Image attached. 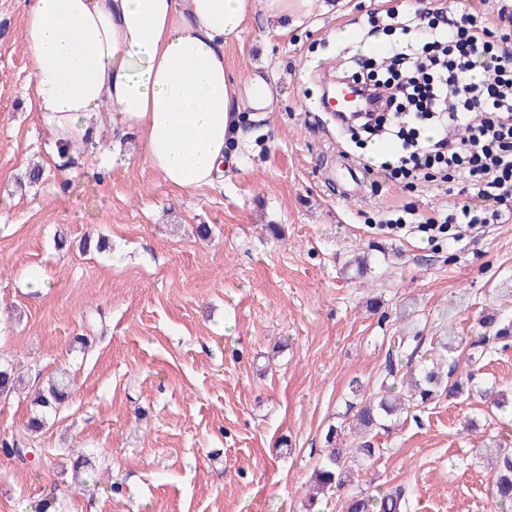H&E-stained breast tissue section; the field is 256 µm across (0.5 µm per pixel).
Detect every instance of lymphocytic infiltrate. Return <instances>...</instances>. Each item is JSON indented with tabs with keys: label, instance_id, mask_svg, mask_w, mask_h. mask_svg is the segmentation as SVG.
Segmentation results:
<instances>
[{
	"label": "lymphocytic infiltrate",
	"instance_id": "obj_1",
	"mask_svg": "<svg viewBox=\"0 0 512 512\" xmlns=\"http://www.w3.org/2000/svg\"><path fill=\"white\" fill-rule=\"evenodd\" d=\"M471 0L461 18L447 5L384 15L401 31L416 30L417 45L390 47L377 64L360 60L361 80L387 89V103L374 104L356 120L368 137L393 146L376 166L379 176L434 182L455 173L470 183L475 200L447 212L419 216L428 238L454 230L456 237L480 233L496 220V202L512 198V33L499 30L485 8ZM483 79H475V67Z\"/></svg>",
	"mask_w": 512,
	"mask_h": 512
}]
</instances>
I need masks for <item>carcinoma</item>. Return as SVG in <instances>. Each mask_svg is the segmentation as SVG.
I'll return each instance as SVG.
<instances>
[{
	"label": "carcinoma",
	"mask_w": 512,
	"mask_h": 512,
	"mask_svg": "<svg viewBox=\"0 0 512 512\" xmlns=\"http://www.w3.org/2000/svg\"><path fill=\"white\" fill-rule=\"evenodd\" d=\"M512 338V329L498 325L495 316H484L478 320L477 332L469 342L471 353L468 357V369L455 374L456 364L448 370L441 368V362L447 360L448 351L453 348L454 337L440 339L430 348L431 360L423 361L411 370L403 371L402 358L405 356L407 339L399 337L391 347V360L386 366L378 392L352 402L348 407L355 410L356 423L368 433L387 432L401 417L402 412L413 407H425L436 398L448 395L468 394L476 396L491 406L501 409L505 404L506 393H491L487 383L479 373L477 366L493 345ZM22 379L13 374L9 367L0 368V394H12ZM74 381L66 372L51 376L38 391L35 405L41 412L30 417L24 427V434L11 440L0 441L4 452L25 464L28 454L33 451L29 443L45 427L44 412L56 411L73 393ZM342 430L330 425L324 433V441L329 454L315 468L312 475L313 493L308 500L307 512H318V496L329 492H339L351 484V463L358 460L373 462L382 453L369 441H363L347 447L341 440ZM95 472L94 457L81 454L72 461V476L79 480ZM489 495L498 512H512V446L500 442L497 444L496 463L488 478ZM402 492L388 491L384 494L369 495L361 492L346 499V512H401Z\"/></svg>",
	"instance_id": "cac0c4a2"
}]
</instances>
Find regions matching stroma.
Masks as SVG:
<instances>
[{"label": "stroma", "mask_w": 512, "mask_h": 512, "mask_svg": "<svg viewBox=\"0 0 512 512\" xmlns=\"http://www.w3.org/2000/svg\"><path fill=\"white\" fill-rule=\"evenodd\" d=\"M28 6L0 0V363L25 382L0 397V439L22 431L51 374L68 369L75 386L35 440L42 464L0 453V512L49 493L57 512H305L325 430L353 423L350 380L375 390L393 337H465L489 313L512 325V199L477 237L430 242L378 229L382 211L447 210L469 200L465 181L370 175L344 197L328 176L360 150L313 105L326 71L352 69L374 0H314L284 35L260 16L225 46L228 68L264 79L276 106L248 125L223 186L181 192L134 133L59 156L31 89ZM343 27L353 41L340 47ZM33 160L43 181L19 186ZM97 237L110 251L80 250ZM496 439L512 444L506 412L441 396L374 437L382 454L352 489L402 488L404 512H495ZM74 450L96 457L95 493L62 472Z\"/></svg>", "instance_id": "stroma-1"}]
</instances>
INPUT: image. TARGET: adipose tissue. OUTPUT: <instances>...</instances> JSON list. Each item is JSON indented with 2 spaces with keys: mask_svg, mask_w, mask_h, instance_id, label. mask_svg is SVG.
Instances as JSON below:
<instances>
[{
  "mask_svg": "<svg viewBox=\"0 0 512 512\" xmlns=\"http://www.w3.org/2000/svg\"><path fill=\"white\" fill-rule=\"evenodd\" d=\"M312 0H32L23 22L38 110L58 145L136 131L143 161L170 188L222 183L264 82L224 66V47L263 12L276 32Z\"/></svg>",
  "mask_w": 512,
  "mask_h": 512,
  "instance_id": "ef3b65f1",
  "label": "adipose tissue"
}]
</instances>
